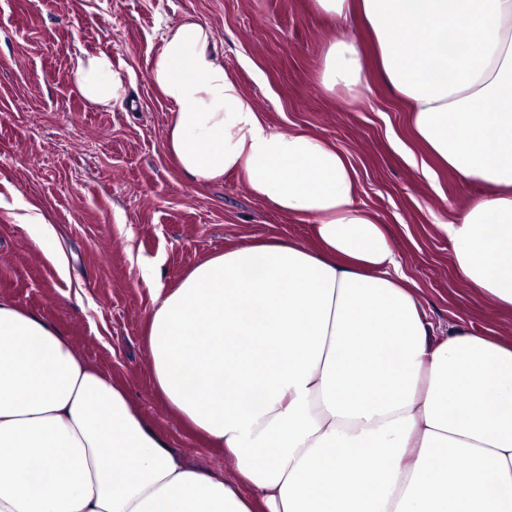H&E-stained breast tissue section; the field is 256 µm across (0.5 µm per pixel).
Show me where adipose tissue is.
I'll return each instance as SVG.
<instances>
[{"mask_svg":"<svg viewBox=\"0 0 512 512\" xmlns=\"http://www.w3.org/2000/svg\"><path fill=\"white\" fill-rule=\"evenodd\" d=\"M315 2L336 19L322 86L352 104L368 91L350 34L361 20L417 138L493 186L442 231L461 277L512 312V0ZM150 75L185 178L241 175L310 222L316 246L255 240L156 287V389L231 460V481L195 468L110 374L0 297V512H512V339L436 329L347 157L273 131L208 23L165 26ZM71 80L107 109L133 86L104 51L77 54Z\"/></svg>","mask_w":512,"mask_h":512,"instance_id":"1","label":"adipose tissue"}]
</instances>
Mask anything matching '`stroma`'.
<instances>
[{
  "mask_svg": "<svg viewBox=\"0 0 512 512\" xmlns=\"http://www.w3.org/2000/svg\"><path fill=\"white\" fill-rule=\"evenodd\" d=\"M188 15L213 28L226 69L272 130L322 137L346 155L359 203L387 224L430 321L512 338V314L475 297L440 230L487 186L462 183L416 140L379 70L356 105L323 89L336 24L314 0H0V296L40 314L122 384L172 447L229 477L224 455L155 391L145 344L153 280L176 285L252 239L314 241L310 223L252 197L241 176L194 185L166 152L171 107L149 63L164 25ZM84 51L109 52L131 71L130 104L107 111L77 94L70 61ZM26 204L54 225L69 276L22 223Z\"/></svg>",
  "mask_w": 512,
  "mask_h": 512,
  "instance_id": "stroma-1",
  "label": "stroma"
}]
</instances>
